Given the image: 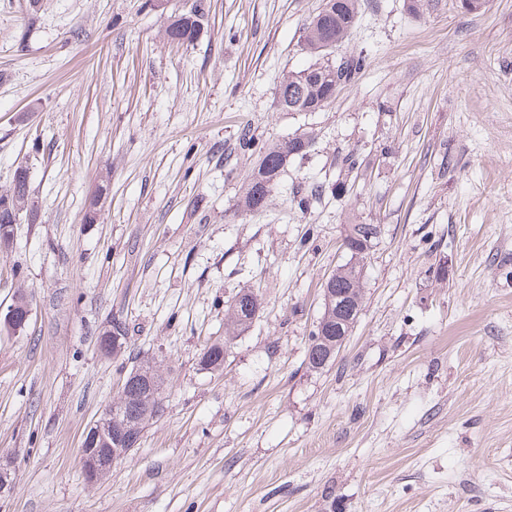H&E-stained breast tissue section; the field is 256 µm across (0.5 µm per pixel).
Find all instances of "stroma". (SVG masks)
I'll use <instances>...</instances> for the list:
<instances>
[{
    "label": "stroma",
    "mask_w": 512,
    "mask_h": 512,
    "mask_svg": "<svg viewBox=\"0 0 512 512\" xmlns=\"http://www.w3.org/2000/svg\"><path fill=\"white\" fill-rule=\"evenodd\" d=\"M0 0V193L32 210L0 249V512H512V0H361L339 54L369 64L320 112H283L284 75L324 0ZM312 132L264 211L245 214L248 133ZM344 192L308 212L303 185ZM98 222L84 223L98 187ZM379 233L366 299L332 364L309 370L348 218ZM261 308L219 372L234 295ZM166 380L162 416L88 483L82 436L132 363L101 357L111 321ZM205 15L203 0H195L190 11L175 15L168 25L169 38L177 43H191L196 38ZM18 294L13 299V303L9 306L4 315L0 314V323L8 332H19L28 323L32 315V303L30 299L24 295L23 301L18 300Z\"/></svg>",
    "instance_id": "1"
}]
</instances>
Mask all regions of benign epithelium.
Here are the masks:
<instances>
[{"label": "benign epithelium", "instance_id": "1", "mask_svg": "<svg viewBox=\"0 0 512 512\" xmlns=\"http://www.w3.org/2000/svg\"><path fill=\"white\" fill-rule=\"evenodd\" d=\"M30 200L22 198L18 189L13 187L9 192L0 195V210L10 214L15 220L20 213L29 208ZM32 303L30 299H13V303L7 311L0 314V323L10 332L22 330L32 315ZM118 335V330L112 325H107L98 336L97 348L101 356L112 357V338ZM155 378L149 374H132L124 383V392L135 389H150L154 387ZM123 441L126 445L135 448L140 443V435L135 428L130 427L118 436H112V406H107L102 415L95 420L83 435L79 461L86 480L95 483L100 476L112 470V453H105L103 449L112 447V442Z\"/></svg>", "mask_w": 512, "mask_h": 512}]
</instances>
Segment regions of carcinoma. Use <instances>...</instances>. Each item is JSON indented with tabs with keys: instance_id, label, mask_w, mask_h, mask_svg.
Instances as JSON below:
<instances>
[{
	"instance_id": "obj_1",
	"label": "carcinoma",
	"mask_w": 512,
	"mask_h": 512,
	"mask_svg": "<svg viewBox=\"0 0 512 512\" xmlns=\"http://www.w3.org/2000/svg\"><path fill=\"white\" fill-rule=\"evenodd\" d=\"M359 0H325L323 8L304 28L302 45L304 49L320 57L315 63L298 72H290L280 82L277 92V106L282 112H319L327 107L336 97L338 90L355 79L358 73L368 65V56L364 52H352L343 56L341 64L326 56L334 49H324V45L333 43L340 46L358 20ZM205 15L203 0H194L190 11L181 13L168 25L169 38L177 43L192 42L196 38ZM312 134L303 131L294 137L279 143H267L252 136L242 137L239 147L241 153L257 157V164L252 171L243 197V211L254 213L269 206L273 185L284 172L288 159L304 156L312 144ZM328 192V186L320 182L308 184L296 192L294 201L301 211L311 209L321 201ZM375 224L349 225L346 240L350 246L349 260L339 266L328 279L333 290L347 294L350 304L361 311L364 302L363 266L371 243L368 236H376ZM261 302L250 288L241 289L230 305V314L224 323V341L208 345L200 358V365L207 370L219 371L224 367V358L231 342L244 333L252 323ZM358 316L343 318L341 324L323 325L326 316H321L311 333L327 349L336 346V337L351 334ZM132 369L150 373L157 379L154 389H141L131 399L118 396L112 400L115 417L124 421L128 415H136L140 429H145L150 422L159 418L162 412V392L165 380L150 359L139 358L133 362Z\"/></svg>"
}]
</instances>
